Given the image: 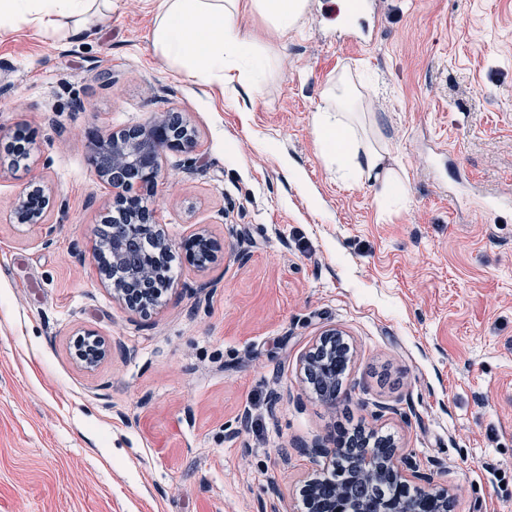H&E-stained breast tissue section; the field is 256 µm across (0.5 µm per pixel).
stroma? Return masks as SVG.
<instances>
[{
	"instance_id": "1",
	"label": "stroma",
	"mask_w": 512,
	"mask_h": 512,
	"mask_svg": "<svg viewBox=\"0 0 512 512\" xmlns=\"http://www.w3.org/2000/svg\"><path fill=\"white\" fill-rule=\"evenodd\" d=\"M155 2L112 0L69 42L0 41V140L33 143L0 164V512H305L302 486L333 469L311 446L352 421L391 434L452 512H512V208L471 207L512 186V0H376L362 49L336 40L346 0H311L282 40L245 16L274 67L235 97L155 54ZM346 67L405 207L318 150L312 115ZM170 112L197 145L164 151L147 200L177 267L144 315L98 272L112 194L90 135ZM33 183L51 231L11 220ZM201 230L220 246L203 268L180 248ZM329 329L353 347L332 406L300 370ZM89 333L108 348L90 370Z\"/></svg>"
}]
</instances>
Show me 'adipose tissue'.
<instances>
[{
    "label": "adipose tissue",
    "mask_w": 512,
    "mask_h": 512,
    "mask_svg": "<svg viewBox=\"0 0 512 512\" xmlns=\"http://www.w3.org/2000/svg\"><path fill=\"white\" fill-rule=\"evenodd\" d=\"M111 12L112 0H0V39L25 26L65 40L84 31L91 18ZM309 13L310 0H158L151 40L156 54L192 81L255 92L273 62L243 28V16L259 17L284 38L300 30ZM362 100L350 72L341 71L323 89L313 114L316 144L340 178L378 183L384 201L406 186L389 163L383 139L359 134Z\"/></svg>",
    "instance_id": "ef3b65f1"
}]
</instances>
